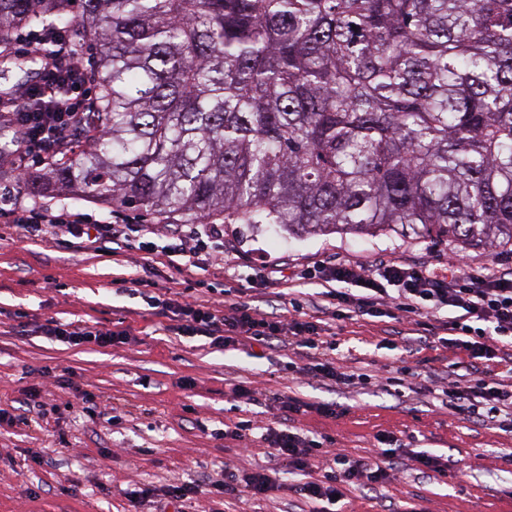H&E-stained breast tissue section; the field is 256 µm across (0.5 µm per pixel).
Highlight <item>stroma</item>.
I'll list each match as a JSON object with an SVG mask.
<instances>
[{
    "mask_svg": "<svg viewBox=\"0 0 512 512\" xmlns=\"http://www.w3.org/2000/svg\"><path fill=\"white\" fill-rule=\"evenodd\" d=\"M18 200L100 220L117 212L54 188L37 194L26 190ZM117 213L127 224L157 221L142 210ZM9 232L0 223V409L22 422L0 427V512H162L164 492L174 480L195 481L227 463L272 467L260 436L264 429L277 428L275 412L268 402L250 405L233 398L238 385L340 408L337 418L307 412L293 420L324 450L369 457L375 435L385 432L403 450H426L467 467L445 479L404 461L384 484L344 489L338 512H392L411 500L425 512H512V433L449 414L442 405L444 382L469 380L474 361L461 351L421 343L433 327L431 320L365 316L333 324L324 336L336 345L333 358L358 373L371 363L393 364L392 344H408L407 364L419 373L417 391L397 399L378 383L336 387L300 374V357L271 344L221 349L202 337L176 335L144 301L148 294L166 299L184 290L214 299L226 289L232 301L281 315L289 298L316 293L315 285L289 282L316 263L350 260L366 266L394 258L443 270L449 261L465 257L477 266L512 268L511 251H460L401 232L291 238L266 225L228 224L226 268L186 279L158 254L101 256L49 240L14 241ZM264 267L276 271V282L258 284L255 273ZM141 271L148 281L144 296L122 290V280ZM50 318L126 328L130 335L125 343L105 347L68 345L40 335ZM85 391L111 407V420L92 414L81 398ZM246 419L254 429L245 437L217 435V428ZM293 485L286 477L280 488L264 495L228 496L218 503L202 495L196 510L310 512Z\"/></svg>",
    "mask_w": 512,
    "mask_h": 512,
    "instance_id": "stroma-1",
    "label": "stroma"
}]
</instances>
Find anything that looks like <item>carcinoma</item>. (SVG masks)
Here are the masks:
<instances>
[{"label": "carcinoma", "instance_id": "carcinoma-1", "mask_svg": "<svg viewBox=\"0 0 512 512\" xmlns=\"http://www.w3.org/2000/svg\"><path fill=\"white\" fill-rule=\"evenodd\" d=\"M27 74L96 50L81 140L28 175L290 236L512 245V0H0Z\"/></svg>", "mask_w": 512, "mask_h": 512}]
</instances>
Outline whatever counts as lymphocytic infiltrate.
I'll return each instance as SVG.
<instances>
[{"label": "lymphocytic infiltrate", "instance_id": "obj_1", "mask_svg": "<svg viewBox=\"0 0 512 512\" xmlns=\"http://www.w3.org/2000/svg\"><path fill=\"white\" fill-rule=\"evenodd\" d=\"M63 64L48 60L41 84L27 88L14 105L11 126L15 134V153L19 161L39 165L55 155L61 141L71 140L84 125L86 98L59 87ZM17 240L51 239L75 251L96 250L114 253L135 249L148 254L158 252L166 265L177 273L205 269L200 254L210 243L224 241L220 224H192L169 231L168 242L156 246L150 224L89 223L85 214L69 209L0 206ZM302 280L320 285L318 299L296 302L289 316L267 317L250 305L198 299L189 294L176 299L150 298L152 309L170 322V331L179 336H202L217 347H235L246 341L278 342L285 350L301 351L306 361L301 370L336 385L353 384L354 375L344 372L329 358L320 338L321 316L334 320L379 317L397 311L403 318H425L447 311L442 346L455 348L473 359L492 360L507 347L512 348V269L488 266L473 269L459 260L449 263L447 271H438L403 260H381L370 266L343 262L317 265L301 275ZM42 333L72 345L93 343L107 346L124 342L128 333L96 324L73 327L55 320L41 327ZM448 407L457 413L485 410L487 421L512 422V382L502 375L483 374L467 384L450 383ZM265 439L282 470L288 473L320 469L322 477L296 486V493L309 500L334 501L341 484L381 483L394 470L391 450L386 449V434H377L383 450L367 459L352 460L338 453L318 456L310 443L290 429L267 432ZM274 478L265 468L249 471L225 467L220 479L202 484H176L167 492L175 512H187L186 506L199 494L214 498L244 492L263 494L274 486Z\"/></svg>", "mask_w": 512, "mask_h": 512}]
</instances>
